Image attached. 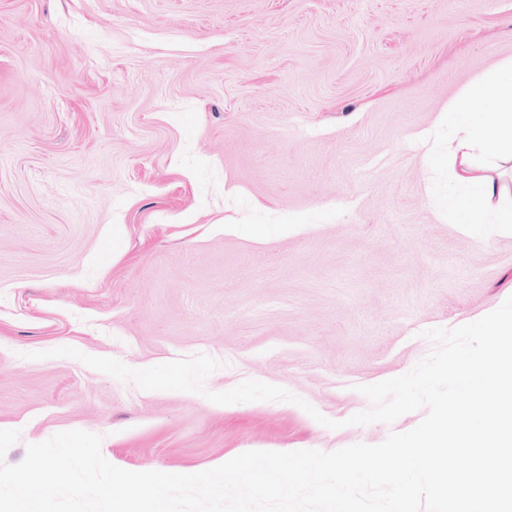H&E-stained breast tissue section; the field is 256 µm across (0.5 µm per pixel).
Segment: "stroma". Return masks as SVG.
Returning a JSON list of instances; mask_svg holds the SVG:
<instances>
[{"label":"stroma","mask_w":512,"mask_h":512,"mask_svg":"<svg viewBox=\"0 0 512 512\" xmlns=\"http://www.w3.org/2000/svg\"><path fill=\"white\" fill-rule=\"evenodd\" d=\"M510 63L512 0H0L5 463L70 430L178 474L414 428L348 425L359 386L512 296V233L449 212L448 151L420 137ZM64 346L221 366L147 391ZM248 379L341 428L206 397Z\"/></svg>","instance_id":"stroma-1"}]
</instances>
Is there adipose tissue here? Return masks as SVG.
<instances>
[{
	"mask_svg": "<svg viewBox=\"0 0 512 512\" xmlns=\"http://www.w3.org/2000/svg\"><path fill=\"white\" fill-rule=\"evenodd\" d=\"M489 99L494 109L475 117L473 105ZM455 131L448 154V206L463 213L496 211L500 227L512 229V208L502 204L507 186L491 169L512 162V76L485 75L465 87L440 114Z\"/></svg>",
	"mask_w": 512,
	"mask_h": 512,
	"instance_id": "obj_1",
	"label": "adipose tissue"
}]
</instances>
